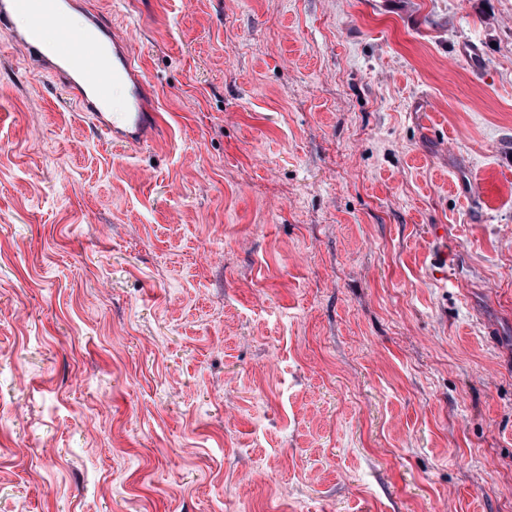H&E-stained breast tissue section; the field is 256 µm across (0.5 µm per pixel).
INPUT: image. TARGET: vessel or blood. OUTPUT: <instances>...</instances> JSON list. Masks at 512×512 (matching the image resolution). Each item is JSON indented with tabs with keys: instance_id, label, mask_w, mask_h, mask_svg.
<instances>
[{
	"instance_id": "obj_1",
	"label": "vessel or blood",
	"mask_w": 512,
	"mask_h": 512,
	"mask_svg": "<svg viewBox=\"0 0 512 512\" xmlns=\"http://www.w3.org/2000/svg\"><path fill=\"white\" fill-rule=\"evenodd\" d=\"M78 0H0V26L26 61L51 76L92 119L95 131L135 149L162 126L144 68L117 27L89 12L70 23Z\"/></svg>"
}]
</instances>
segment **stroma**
<instances>
[{
	"mask_svg": "<svg viewBox=\"0 0 512 512\" xmlns=\"http://www.w3.org/2000/svg\"><path fill=\"white\" fill-rule=\"evenodd\" d=\"M163 135L0 30V512H512V0H85Z\"/></svg>",
	"mask_w": 512,
	"mask_h": 512,
	"instance_id": "35a3bbf8",
	"label": "stroma"
}]
</instances>
